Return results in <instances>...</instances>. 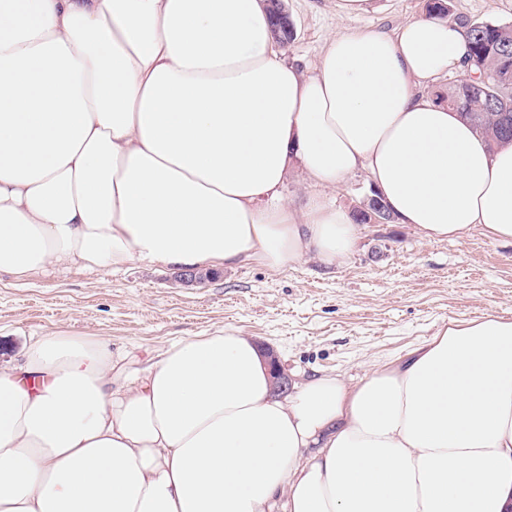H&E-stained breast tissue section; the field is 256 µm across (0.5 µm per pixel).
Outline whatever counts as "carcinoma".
<instances>
[{"label": "carcinoma", "mask_w": 512, "mask_h": 512, "mask_svg": "<svg viewBox=\"0 0 512 512\" xmlns=\"http://www.w3.org/2000/svg\"><path fill=\"white\" fill-rule=\"evenodd\" d=\"M464 28L465 64L474 77L436 97L494 145L512 135V24L466 22Z\"/></svg>", "instance_id": "obj_1"}]
</instances>
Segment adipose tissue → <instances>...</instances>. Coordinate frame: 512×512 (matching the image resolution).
I'll use <instances>...</instances> for the list:
<instances>
[{
  "instance_id": "obj_1",
  "label": "adipose tissue",
  "mask_w": 512,
  "mask_h": 512,
  "mask_svg": "<svg viewBox=\"0 0 512 512\" xmlns=\"http://www.w3.org/2000/svg\"><path fill=\"white\" fill-rule=\"evenodd\" d=\"M465 30L425 15L285 58L265 0H0V273L279 270L349 255L350 215L282 198L365 171L432 239H512V143L433 92ZM0 512H512V321L452 322L353 385L281 397L251 339L142 369L58 332L0 363Z\"/></svg>"
}]
</instances>
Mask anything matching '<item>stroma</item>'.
<instances>
[{
    "label": "stroma",
    "instance_id": "1",
    "mask_svg": "<svg viewBox=\"0 0 512 512\" xmlns=\"http://www.w3.org/2000/svg\"><path fill=\"white\" fill-rule=\"evenodd\" d=\"M296 36L287 56L312 65L335 31L385 30L424 16L426 0H375L360 18L335 0H287ZM453 19L512 23V0H450ZM175 269L133 263L120 271L53 269L0 275V362L18 361L30 337L65 332L106 339L146 367L156 351L222 328L269 345L295 383L333 374L358 382L395 365L452 321L512 320V241L481 229L429 239L394 221L361 224L333 266L316 256L272 271L224 268L184 285Z\"/></svg>",
    "mask_w": 512,
    "mask_h": 512
}]
</instances>
